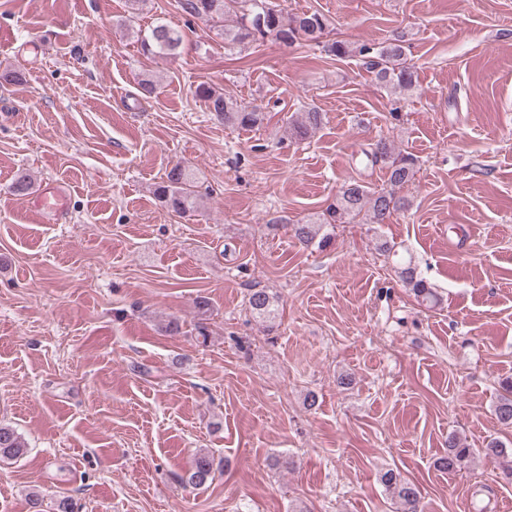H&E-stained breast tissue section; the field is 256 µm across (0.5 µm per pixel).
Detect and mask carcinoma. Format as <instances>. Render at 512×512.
<instances>
[{
    "instance_id": "cac0c4a2",
    "label": "carcinoma",
    "mask_w": 512,
    "mask_h": 512,
    "mask_svg": "<svg viewBox=\"0 0 512 512\" xmlns=\"http://www.w3.org/2000/svg\"><path fill=\"white\" fill-rule=\"evenodd\" d=\"M183 8L189 15L213 22H224L232 18L233 25L224 26V46L234 48L271 38L285 45L299 40L313 42L330 56L342 59L359 56L363 65L374 73L378 84L386 89L409 91L414 88L412 67L404 59V36L397 35L389 42L375 44H352L341 40H330L332 22L318 11L293 13L281 7L275 0H185ZM141 47L149 53L175 58L183 43V35L177 29L158 23L138 35ZM195 98L205 108L224 120V123L239 128H254L262 124V107L227 97L211 86L201 83L194 91ZM322 124V113L309 108L297 116L292 123L293 134L303 137ZM371 166H379L388 174V186L374 190L361 179L346 182L336 194L335 200L325 212L315 219L297 224H284L289 235L306 246L315 244L320 248L330 244L331 237L325 228L332 224H350L361 219L364 224H386L395 212L406 208L409 201L398 195V190L412 182L416 174V158L402 152L386 137H381L362 150ZM157 198L172 212L184 215L197 207L198 195L195 179L186 167L177 164L166 173L157 187ZM396 273L423 304L434 305L438 295L416 270L412 261H401ZM249 311L265 322H274L277 316L278 296L265 288H253L247 295ZM504 393L495 404L494 413L498 422L512 428V381L503 383ZM27 453V445L20 434L9 426L0 425V460H14ZM475 450L456 435L448 436V448L436 461L437 468L458 472L467 468ZM215 459L207 453L194 456L182 483L197 488L205 486L215 475ZM380 483L395 501L397 512H424L419 487L393 470L380 475Z\"/></svg>"
}]
</instances>
